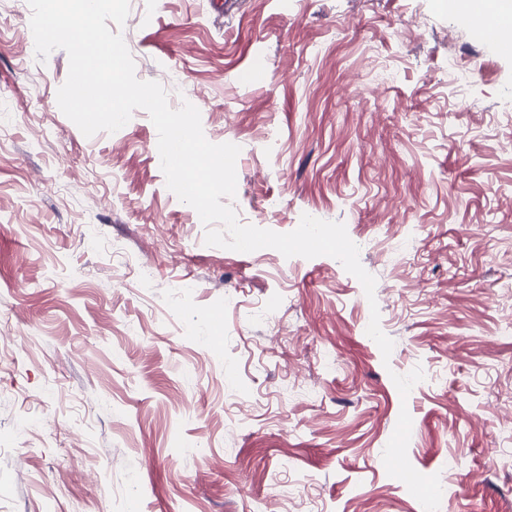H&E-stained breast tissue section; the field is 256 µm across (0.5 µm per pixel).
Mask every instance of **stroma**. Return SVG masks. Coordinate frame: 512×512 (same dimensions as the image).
<instances>
[{"label": "stroma", "instance_id": "35a3bbf8", "mask_svg": "<svg viewBox=\"0 0 512 512\" xmlns=\"http://www.w3.org/2000/svg\"><path fill=\"white\" fill-rule=\"evenodd\" d=\"M130 8L137 78L239 144L242 223H343L376 300L329 256L205 245L148 114L85 137L67 53L0 0V512H423L382 460L404 409L441 512H512V51L437 0Z\"/></svg>", "mask_w": 512, "mask_h": 512}]
</instances>
